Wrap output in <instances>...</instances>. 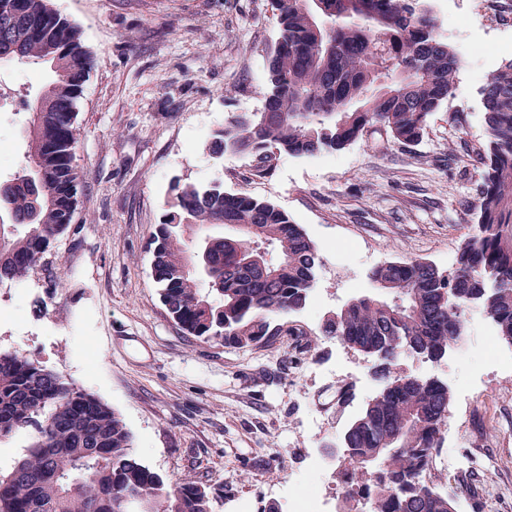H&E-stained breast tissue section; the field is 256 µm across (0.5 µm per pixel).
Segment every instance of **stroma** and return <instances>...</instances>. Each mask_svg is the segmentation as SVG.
Wrapping results in <instances>:
<instances>
[{
  "mask_svg": "<svg viewBox=\"0 0 512 512\" xmlns=\"http://www.w3.org/2000/svg\"><path fill=\"white\" fill-rule=\"evenodd\" d=\"M428 0L438 32L461 60L456 89L404 148L369 133L314 158L269 162L205 141L232 114L263 107L267 58L279 37L271 0H50L81 29L95 68L77 107L81 177L69 229L24 279L0 283V352L20 351L114 409L134 451L166 481L216 489L214 512L276 504L290 512L304 484L321 485L327 512H366L346 500L343 463L313 455L336 445L378 390L361 352L315 333L321 317L362 292L369 272L399 260L450 267L478 198L485 144L480 87L512 56V0ZM49 66L0 62V139L22 162L23 100ZM222 182L268 201L318 250L308 307L283 332L238 348L185 335L153 281L151 235L173 182ZM497 349L505 367L488 365ZM401 370L451 392L440 457L464 470L425 479L456 512H512V343L474 306L462 340L437 361ZM284 490L273 491L277 479Z\"/></svg>",
  "mask_w": 512,
  "mask_h": 512,
  "instance_id": "1",
  "label": "stroma"
}]
</instances>
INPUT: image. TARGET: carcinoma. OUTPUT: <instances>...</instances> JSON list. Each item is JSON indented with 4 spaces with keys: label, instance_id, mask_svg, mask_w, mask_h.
Instances as JSON below:
<instances>
[{
    "label": "carcinoma",
    "instance_id": "1",
    "mask_svg": "<svg viewBox=\"0 0 512 512\" xmlns=\"http://www.w3.org/2000/svg\"><path fill=\"white\" fill-rule=\"evenodd\" d=\"M336 20L327 49L300 0H274L279 42L260 112L230 116L205 142L214 157L340 151L372 126L410 147L456 88L460 59L418 0H319ZM0 61L45 63L52 80L27 102L26 151L0 180V283L25 277L73 220L79 175L77 103L93 68L78 26L49 0H0ZM486 149L473 224L446 271L423 260L373 268L375 291L331 311L318 335L376 358L377 394L345 431L344 476L368 512H448L452 497L423 480L441 447L451 394L399 370L402 358L444 357L481 306L512 343V59L480 88ZM153 235L152 277L188 335L239 348L276 335L278 317L307 307L319 258L300 225L268 201L221 182L175 183ZM231 227L234 236L202 233ZM34 427L0 475V512H213L217 494L167 483L144 465L111 407L19 351L0 352V439Z\"/></svg>",
    "mask_w": 512,
    "mask_h": 512
}]
</instances>
